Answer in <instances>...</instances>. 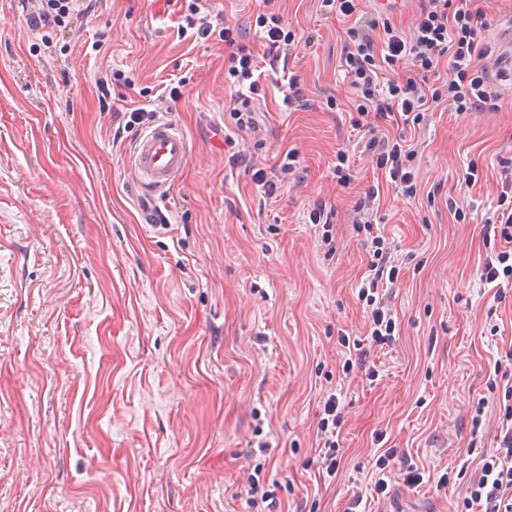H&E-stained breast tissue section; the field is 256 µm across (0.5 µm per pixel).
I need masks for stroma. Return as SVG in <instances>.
Wrapping results in <instances>:
<instances>
[{"instance_id":"1","label":"stroma","mask_w":512,"mask_h":512,"mask_svg":"<svg viewBox=\"0 0 512 512\" xmlns=\"http://www.w3.org/2000/svg\"><path fill=\"white\" fill-rule=\"evenodd\" d=\"M211 2L262 52L252 23L263 0ZM34 6L0 0V512H256L258 464L282 512H347L357 495L358 512H463L478 462L497 449L498 401L479 437L471 420L512 349V299L496 302L479 279L481 218L512 168V83L493 85L496 110L443 105L416 133L422 193L386 190L374 219L400 269L385 290L396 340L368 346L376 377L346 375L338 336L369 330L353 206L377 174L360 155L354 188L334 174L352 98L342 18L321 0H275L301 38L286 71L307 106L281 111L269 75L259 128L236 141L257 168L298 154V182L268 199L228 161L224 45L178 37L185 0H95L82 27L46 34L26 24ZM117 69L125 82L101 108L96 80ZM183 77L182 98L164 99ZM147 101L191 146L169 221L154 226L126 193L144 129L125 130L123 114ZM472 162L483 178L469 186ZM320 199L336 205L329 259L308 219ZM451 199L468 223H455ZM332 393L342 459L330 476L316 434ZM388 448L425 478L410 487L392 470L380 498L370 466Z\"/></svg>"}]
</instances>
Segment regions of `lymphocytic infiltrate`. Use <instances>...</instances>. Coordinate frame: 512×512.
Listing matches in <instances>:
<instances>
[{
    "label": "lymphocytic infiltrate",
    "mask_w": 512,
    "mask_h": 512,
    "mask_svg": "<svg viewBox=\"0 0 512 512\" xmlns=\"http://www.w3.org/2000/svg\"><path fill=\"white\" fill-rule=\"evenodd\" d=\"M264 0L265 9L256 24L265 31L262 55H255L241 43L236 28L211 23L200 13L202 0H191L185 23L178 34L194 33L196 39L216 40L228 48L227 75L232 92L228 110L239 132L257 128L254 103L265 93L264 69H277L280 59L297 47L295 31L284 25L273 4ZM491 19L481 9L451 7L449 0H424L412 32L392 25L377 26L375 21L356 23L344 31L342 67L353 95L349 125L365 134L364 155L382 175L379 182L364 187L354 206V222L366 234L371 251L370 274L358 292L370 319L372 341L387 344L394 336L395 322L377 295L384 282L395 281L398 271L390 263V252L382 236L373 231L372 217L381 205L385 187H394L403 197L415 198L419 185L416 160L418 144L405 134L379 132V122L423 126L428 112L448 105L457 114L494 110L498 104L487 85L490 66L502 65L485 42ZM412 63L413 72L400 76L403 63ZM486 256L480 267V280L496 287L494 298L505 301L512 290V196L501 193L496 208L483 219ZM498 449L482 457L479 475L470 486L466 506H479L481 512H512V385L503 387ZM342 423L335 396H328L318 422L320 438L318 464L334 474L340 461L337 430Z\"/></svg>",
    "instance_id": "f902f5d3"
}]
</instances>
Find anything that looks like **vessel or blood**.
<instances>
[{
	"mask_svg": "<svg viewBox=\"0 0 512 512\" xmlns=\"http://www.w3.org/2000/svg\"><path fill=\"white\" fill-rule=\"evenodd\" d=\"M191 159V148L174 125L158 123L134 142L129 160L134 170L127 185L145 201L140 211L143 223L153 225L166 221L161 206L162 196L168 192Z\"/></svg>",
	"mask_w": 512,
	"mask_h": 512,
	"instance_id": "obj_1",
	"label": "vessel or blood"
}]
</instances>
